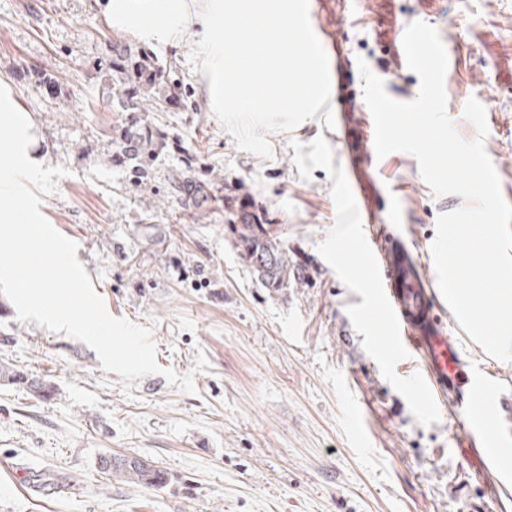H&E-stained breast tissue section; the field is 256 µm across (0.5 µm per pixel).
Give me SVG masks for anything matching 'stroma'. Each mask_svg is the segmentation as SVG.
I'll return each mask as SVG.
<instances>
[{
	"instance_id": "1",
	"label": "stroma",
	"mask_w": 512,
	"mask_h": 512,
	"mask_svg": "<svg viewBox=\"0 0 512 512\" xmlns=\"http://www.w3.org/2000/svg\"><path fill=\"white\" fill-rule=\"evenodd\" d=\"M107 0H0V81L24 106L44 166L68 168L40 210L74 240L77 258L109 313L148 328L161 367L193 373L196 391L160 375L123 394L85 343L0 313V361L51 380L48 400L0 385V512H512V479L479 478L453 414L411 385L422 365L392 343L361 235L388 229L428 246L439 214L462 205L435 196L416 158L395 152L358 170L362 192L380 196L387 225L357 221L340 195L348 156L363 131L327 127L325 113L272 132L265 158L243 151L215 117L202 73L189 57L204 28L202 0H185L190 24L176 37L140 38L139 20H110ZM314 29L340 33L338 73L365 59L392 96L418 76L395 62L403 26H434L459 54L445 77L447 112L459 135L466 99L486 109L488 156L512 203V0H309ZM147 51L180 104L144 100L141 124L168 133L143 176L117 161L128 121L95 101L96 66L109 44ZM190 169L205 191L191 200L171 187ZM266 212L301 278L262 288L233 243L238 213L224 185ZM465 368L483 369L495 399L492 430L512 446V362L492 358L440 311ZM209 365L194 372L198 353ZM139 455L170 482L154 490L112 480L101 455ZM26 466L10 477L8 466Z\"/></svg>"
}]
</instances>
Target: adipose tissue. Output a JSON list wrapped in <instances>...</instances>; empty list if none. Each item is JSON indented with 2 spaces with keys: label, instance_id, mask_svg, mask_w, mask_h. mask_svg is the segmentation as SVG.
I'll list each match as a JSON object with an SVG mask.
<instances>
[{
  "label": "adipose tissue",
  "instance_id": "adipose-tissue-1",
  "mask_svg": "<svg viewBox=\"0 0 512 512\" xmlns=\"http://www.w3.org/2000/svg\"><path fill=\"white\" fill-rule=\"evenodd\" d=\"M116 12L123 16L150 13L155 23L149 35H177L187 16L181 0H122ZM0 118L12 129L9 139L0 140V158L5 165L0 168V223L14 227L18 244H25L30 237L29 226L34 218L23 205L24 184L33 182L39 172V161L32 152L35 135L29 118L7 85L0 83Z\"/></svg>",
  "mask_w": 512,
  "mask_h": 512
}]
</instances>
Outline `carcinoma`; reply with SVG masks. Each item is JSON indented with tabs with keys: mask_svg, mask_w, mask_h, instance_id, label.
<instances>
[{
	"mask_svg": "<svg viewBox=\"0 0 512 512\" xmlns=\"http://www.w3.org/2000/svg\"><path fill=\"white\" fill-rule=\"evenodd\" d=\"M144 57V52L134 56L113 48L103 57V63L99 64L97 94L110 110L139 111L145 93L161 83L163 70L155 63L152 64L156 74L154 81L145 82L136 78ZM152 136V131L130 125L123 130L120 138L122 144L126 145L131 141L148 142ZM234 231L237 233L236 247L253 268L258 283L274 292L288 287V254L282 249L281 243L265 230L264 225L246 221L234 227ZM0 382L24 384L39 399H49L54 395V386L49 381L28 375L8 361L0 362ZM99 467L117 480L136 487L161 488L168 483V474L163 469L136 455L105 454L99 458Z\"/></svg>",
	"mask_w": 512,
	"mask_h": 512,
	"instance_id": "obj_1",
	"label": "carcinoma"
}]
</instances>
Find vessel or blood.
<instances>
[{
    "mask_svg": "<svg viewBox=\"0 0 512 512\" xmlns=\"http://www.w3.org/2000/svg\"><path fill=\"white\" fill-rule=\"evenodd\" d=\"M359 246L374 270V286L383 299L390 334L399 338L406 353L422 360L423 372L415 379V387L432 394L440 411L446 407V396L456 397L466 452L476 457L481 474H490L495 468L491 440L472 418L473 400L486 390L488 378L480 371L464 370L454 339L440 327L437 294L409 261L407 246L398 242L382 247L368 234Z\"/></svg>",
    "mask_w": 512,
    "mask_h": 512,
    "instance_id": "1",
    "label": "vessel or blood"
}]
</instances>
